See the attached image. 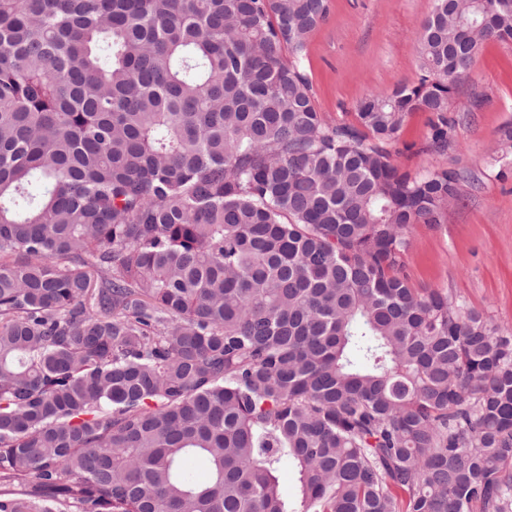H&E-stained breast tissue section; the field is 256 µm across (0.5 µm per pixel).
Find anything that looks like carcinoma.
I'll return each instance as SVG.
<instances>
[{
  "label": "carcinoma",
  "instance_id": "1",
  "mask_svg": "<svg viewBox=\"0 0 512 512\" xmlns=\"http://www.w3.org/2000/svg\"><path fill=\"white\" fill-rule=\"evenodd\" d=\"M328 13L0 0V512H512V335L404 271L461 176L392 154L411 112L448 151L512 0H434L352 122L302 70Z\"/></svg>",
  "mask_w": 512,
  "mask_h": 512
}]
</instances>
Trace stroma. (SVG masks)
I'll use <instances>...</instances> for the list:
<instances>
[{
    "label": "stroma",
    "instance_id": "obj_1",
    "mask_svg": "<svg viewBox=\"0 0 512 512\" xmlns=\"http://www.w3.org/2000/svg\"><path fill=\"white\" fill-rule=\"evenodd\" d=\"M433 0H329V15L308 39L302 68L315 107L331 121L352 120L367 94L387 95L418 78L415 45ZM454 142L430 145L428 115L408 116L398 164L414 172L445 166L467 173L441 223L413 225L406 272L418 288L450 298L512 332V171L489 165L500 127L512 121V40L487 41L451 100Z\"/></svg>",
    "mask_w": 512,
    "mask_h": 512
}]
</instances>
